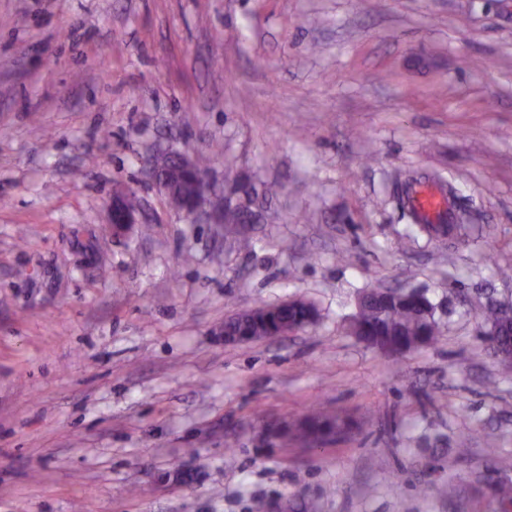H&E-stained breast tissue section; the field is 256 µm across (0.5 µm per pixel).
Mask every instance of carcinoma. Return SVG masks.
I'll return each mask as SVG.
<instances>
[{
	"label": "carcinoma",
	"instance_id": "obj_1",
	"mask_svg": "<svg viewBox=\"0 0 512 512\" xmlns=\"http://www.w3.org/2000/svg\"><path fill=\"white\" fill-rule=\"evenodd\" d=\"M277 194L278 186L275 184L264 183L259 188L248 184L238 186L234 205L224 210V238L231 241L243 239L245 224L259 198H272ZM368 293L372 298L358 308L351 322L353 335L367 347H372L377 339L382 345L392 343L399 350L412 353L438 342L441 337L440 324L435 319L430 321L425 317L420 304L424 293L406 288H371ZM314 312V306L302 300L248 308L224 320V333L255 339L275 336L292 328L308 327V318ZM508 314L512 316V309L508 311L502 306H489L481 313L482 324L492 328L506 319ZM487 340L493 354L501 361H507V346L512 345V335L489 336ZM338 420L339 417L335 415L314 410L299 422L277 427L275 434L313 445L336 433Z\"/></svg>",
	"mask_w": 512,
	"mask_h": 512
}]
</instances>
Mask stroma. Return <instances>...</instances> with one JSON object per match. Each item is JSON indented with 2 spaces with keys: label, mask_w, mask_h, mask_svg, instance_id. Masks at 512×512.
I'll use <instances>...</instances> for the list:
<instances>
[{
  "label": "stroma",
  "mask_w": 512,
  "mask_h": 512,
  "mask_svg": "<svg viewBox=\"0 0 512 512\" xmlns=\"http://www.w3.org/2000/svg\"><path fill=\"white\" fill-rule=\"evenodd\" d=\"M216 144L217 194L281 187L246 247L149 175ZM411 179L470 235L417 232ZM506 267L512 0H0V512H502L512 366L478 324ZM376 287L425 291L441 341L365 347ZM293 299L306 330L219 334ZM315 407L359 431L265 437ZM136 211L127 207L125 196L117 194L112 198L111 224L113 230L124 227L127 224H136ZM113 224H117L113 226Z\"/></svg>",
  "instance_id": "1"
}]
</instances>
